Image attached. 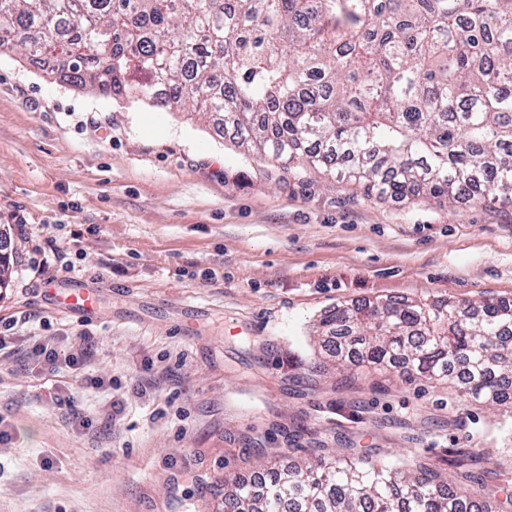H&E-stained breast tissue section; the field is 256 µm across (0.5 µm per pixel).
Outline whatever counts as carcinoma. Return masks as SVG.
Instances as JSON below:
<instances>
[{
    "instance_id": "carcinoma-1",
    "label": "carcinoma",
    "mask_w": 512,
    "mask_h": 512,
    "mask_svg": "<svg viewBox=\"0 0 512 512\" xmlns=\"http://www.w3.org/2000/svg\"><path fill=\"white\" fill-rule=\"evenodd\" d=\"M224 117L238 145L366 196L512 204V0H0V49ZM0 230V288L12 276ZM336 355L512 417V303L340 304ZM224 512H495L367 455L224 481Z\"/></svg>"
}]
</instances>
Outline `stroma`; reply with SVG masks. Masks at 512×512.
Here are the masks:
<instances>
[{
    "label": "stroma",
    "mask_w": 512,
    "mask_h": 512,
    "mask_svg": "<svg viewBox=\"0 0 512 512\" xmlns=\"http://www.w3.org/2000/svg\"><path fill=\"white\" fill-rule=\"evenodd\" d=\"M0 512H219L258 454L411 460L475 494L512 486V418L312 332L338 304L512 301V205L376 199L238 147L207 116L74 86L0 50ZM83 280L91 314L59 310ZM92 337L95 374L22 347ZM72 389L73 409L55 392ZM476 448L483 465L452 466ZM31 352L35 369H38L40 373L51 374L61 364V354L51 338H44L36 342Z\"/></svg>",
    "instance_id": "1"
}]
</instances>
